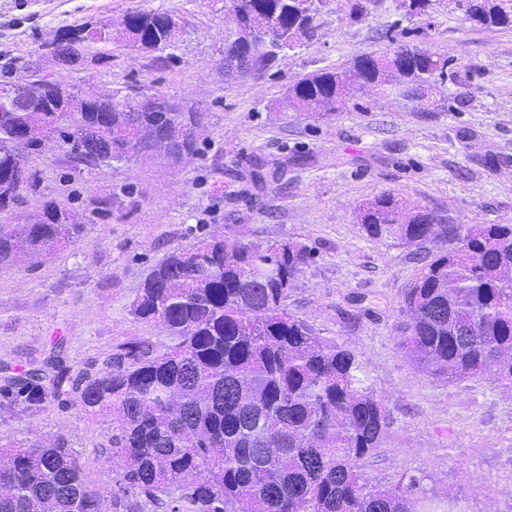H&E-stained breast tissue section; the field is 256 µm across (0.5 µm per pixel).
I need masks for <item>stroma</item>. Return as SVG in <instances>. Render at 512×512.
Instances as JSON below:
<instances>
[{
	"mask_svg": "<svg viewBox=\"0 0 512 512\" xmlns=\"http://www.w3.org/2000/svg\"><path fill=\"white\" fill-rule=\"evenodd\" d=\"M228 0H0V77L41 72L84 91L165 95L203 112L198 152L183 164L162 155L110 167L77 163L59 141L29 157L37 195L0 213L22 224L54 201L86 230L36 264L0 271V444L73 449L101 512H115L112 459L100 452L109 418L86 413L77 383L122 346L166 342L162 326L139 321L132 304L151 268L216 234L225 240L293 242L313 259L288 294V310L318 336L349 349L366 386L391 418L363 462L390 488L417 477L427 501L460 512H512V387L486 378L446 383L405 357L398 325L421 252L369 238L359 209L392 194L453 224H512V27L479 26L431 0L409 17L378 0L355 19L348 0H329L315 37L261 74L224 73ZM135 11L166 12L172 46L128 47L121 36L85 42L78 64L45 44L55 30L119 27ZM447 53L448 79L425 92L393 87L359 94L333 112L288 104V89L319 70L349 68L383 53L389 36ZM287 163L260 189L231 176L236 164ZM59 353L58 394L29 405L13 378Z\"/></svg>",
	"mask_w": 512,
	"mask_h": 512,
	"instance_id": "stroma-1",
	"label": "stroma"
}]
</instances>
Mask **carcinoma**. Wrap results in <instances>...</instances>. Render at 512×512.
<instances>
[{
    "mask_svg": "<svg viewBox=\"0 0 512 512\" xmlns=\"http://www.w3.org/2000/svg\"><path fill=\"white\" fill-rule=\"evenodd\" d=\"M253 24L268 11L280 25L258 31L253 59L270 68L284 52L315 35L305 0H232ZM482 26H512V0H474ZM157 12L128 14L126 41L170 42L175 32L154 25ZM80 40L109 42L105 30L72 28ZM446 53L398 39L383 55H366L351 69L309 74L288 90L293 106L334 111L356 92L379 94L393 85L431 89L448 76ZM48 109V125L76 151L88 125L107 124L136 137L173 133L192 119L180 108L150 107V98L126 96L105 111L114 94L81 96L48 76L30 87ZM70 111L57 124V111ZM29 115L8 112L0 96V210L38 192L29 172L20 188L15 172L40 141L14 147ZM258 166L240 178L260 186ZM361 224L372 239L440 248L405 290L400 346L422 372L445 382L487 375L512 385V224H445L438 215L387 193L363 207ZM85 230L78 214L53 202L32 224H0V270L25 257L49 256ZM312 257L302 244L204 240L168 255L146 277L133 314L160 323L169 344L143 340L123 348L106 367L81 378L80 401L110 418L112 455L121 479L112 492L118 508L134 490L162 512H419L416 479L383 488L359 462L378 448L390 413L364 385L355 356L316 335L288 314L291 282ZM61 361L50 356L24 385L32 405L55 393L45 386ZM0 512H99L98 493L82 479L77 458L61 444L0 448Z\"/></svg>",
    "mask_w": 512,
    "mask_h": 512,
    "instance_id": "1",
    "label": "carcinoma"
}]
</instances>
